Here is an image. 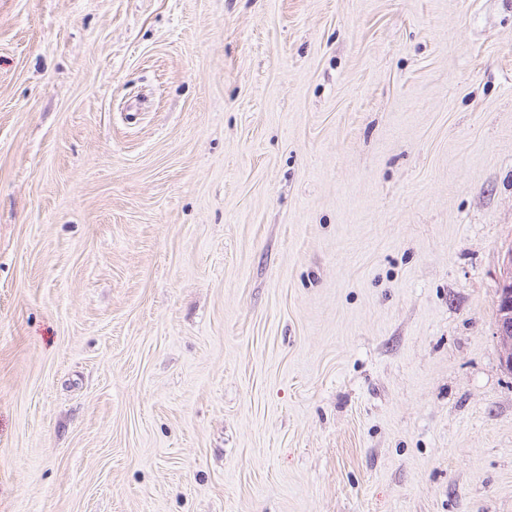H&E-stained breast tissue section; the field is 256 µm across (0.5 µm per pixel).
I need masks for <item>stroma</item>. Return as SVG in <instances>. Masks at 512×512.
Masks as SVG:
<instances>
[{
  "label": "stroma",
  "instance_id": "stroma-1",
  "mask_svg": "<svg viewBox=\"0 0 512 512\" xmlns=\"http://www.w3.org/2000/svg\"><path fill=\"white\" fill-rule=\"evenodd\" d=\"M512 0H0V512H512ZM497 340L500 359L507 371L512 368V247L506 253V271L498 292Z\"/></svg>",
  "mask_w": 512,
  "mask_h": 512
}]
</instances>
